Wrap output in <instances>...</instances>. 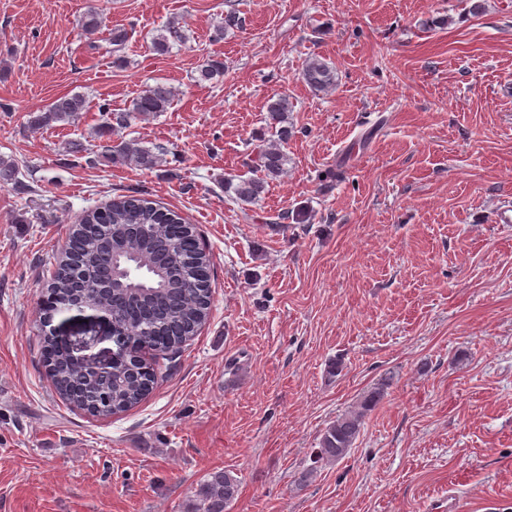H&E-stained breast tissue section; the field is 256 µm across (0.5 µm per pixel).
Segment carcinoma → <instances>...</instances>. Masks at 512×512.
Here are the masks:
<instances>
[{"label": "carcinoma", "instance_id": "carcinoma-1", "mask_svg": "<svg viewBox=\"0 0 512 512\" xmlns=\"http://www.w3.org/2000/svg\"><path fill=\"white\" fill-rule=\"evenodd\" d=\"M105 25L94 6L83 16L81 29L93 36ZM186 40L179 22L167 21L151 40V48L164 54ZM224 77V63L209 60L198 70V82ZM303 82L316 93L336 88V70L320 58L310 59L302 71ZM174 90L157 83L132 100L126 112L99 108L101 122L95 129L106 139L102 152L87 157L91 165L105 159L112 164L133 163L153 169L161 154L135 140L112 139L133 119L148 120L168 111ZM87 110L80 94L64 95L40 109L30 119L35 129L63 122L73 124ZM288 97L271 102L265 121L277 142L261 150L262 176L229 186L236 201L256 202L267 180L279 177L286 161L281 145L291 129ZM12 184L26 192L17 166L0 157V186ZM112 314V368L101 378L89 366L74 365L53 336L41 343V358L59 396L70 406L94 416L123 412L146 398L157 383L161 362H171L182 346L201 330L211 309L210 258L195 225L176 211L145 198L128 196L84 212L69 234L44 296L45 308L56 310L73 299ZM390 385L386 377L369 391L353 410L337 417L321 435L305 477L322 466L346 457L363 427L366 415ZM239 495V481L225 470L208 473L197 482L184 512H227Z\"/></svg>", "mask_w": 512, "mask_h": 512}]
</instances>
